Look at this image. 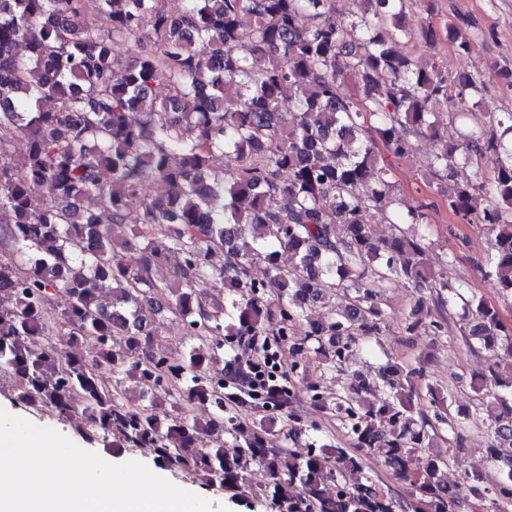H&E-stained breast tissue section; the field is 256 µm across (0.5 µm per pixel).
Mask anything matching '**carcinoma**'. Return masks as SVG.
I'll use <instances>...</instances> for the list:
<instances>
[{"label":"carcinoma","instance_id":"cac0c4a2","mask_svg":"<svg viewBox=\"0 0 512 512\" xmlns=\"http://www.w3.org/2000/svg\"><path fill=\"white\" fill-rule=\"evenodd\" d=\"M363 3L346 20L334 0H183L176 14L165 0H0V378L16 405L75 424L88 443L148 448L202 490L246 495L268 512H406L412 504L366 470L375 455L422 512H464L463 487L489 512H512V325L455 280L453 254L432 269L438 204H405L379 154L403 159L439 137L436 107L466 116L483 81L416 51L436 31L427 23L416 34L407 18L434 0ZM446 32L457 52L472 51L455 25ZM129 38L144 44L119 68L112 43ZM218 154L231 167L215 174ZM465 168L473 178L455 179ZM147 171L166 198L144 194ZM425 178L447 183L449 214L483 227L481 268L512 302V109L443 141ZM376 213L389 236L371 232ZM391 279L419 293L401 319L406 336L442 335L461 306V336L491 360L471 381L470 411L455 408L424 363L388 361L372 378L354 371L334 397L307 386L313 405L340 418L350 448L315 424L280 441L267 417L247 427L224 417V400L245 403L238 393L254 378L229 373L224 337L249 348L261 336L263 356L288 347L290 380L309 354L327 370L346 367L381 335ZM200 280L214 293L197 291ZM167 314L189 340L174 356L156 330ZM53 316L68 326L61 343ZM261 393L300 422L281 378ZM484 413L495 476L452 485L443 472L469 418ZM443 432L444 451L433 445ZM254 466L267 482L248 490Z\"/></svg>","mask_w":512,"mask_h":512}]
</instances>
